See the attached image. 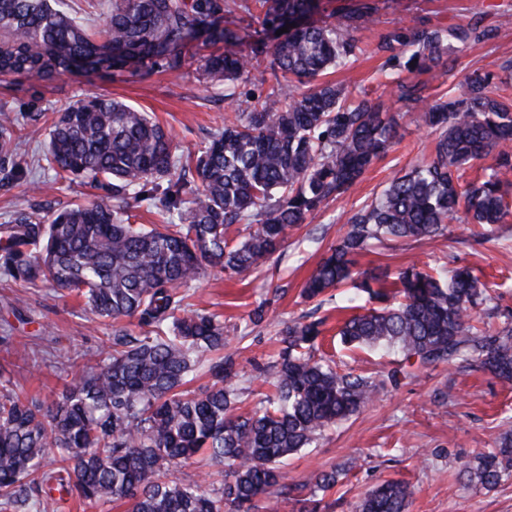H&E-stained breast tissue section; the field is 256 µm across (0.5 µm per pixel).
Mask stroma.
Here are the masks:
<instances>
[{
  "label": "stroma",
  "mask_w": 512,
  "mask_h": 512,
  "mask_svg": "<svg viewBox=\"0 0 512 512\" xmlns=\"http://www.w3.org/2000/svg\"><path fill=\"white\" fill-rule=\"evenodd\" d=\"M377 20L356 32L357 48L349 68L330 70L326 81L343 85L352 96L381 100L398 115L396 143L376 160L357 184L330 199L290 232L284 246L261 270L230 276L208 270L192 288L191 309L215 314L230 338L228 352L237 354L245 370L247 390L243 409L257 406L268 391L266 371L277 354L275 336L285 323L316 314L323 322L320 350L339 365L381 378L396 367L399 357L361 347L344 346L338 331L350 315L349 297L368 305L367 295L342 287L324 295L322 304L304 299L303 286L316 263L347 231L352 217L387 187L392 178L434 156L435 132L420 113L397 98L398 84L418 82L433 99L462 93L461 83L472 72L491 73L492 87L512 102V0H376ZM477 26L482 36L468 44H451L445 54L449 72L429 74L402 68L408 54L403 46L381 48L390 32L413 27L449 30ZM195 56L179 75L129 68L108 74L71 72L50 83L26 75L0 81V101H10L20 120L22 149L18 157L27 178L16 181L0 174V224L17 210L58 209L83 202L91 190L79 183L52 188V176L39 160L48 142L55 107L91 92L153 113L179 143L182 153L197 151L210 133L223 127L233 112L243 111L267 93L264 80L271 63L263 56L250 82L236 85L235 102L224 88L199 78L202 59L213 45L197 40ZM40 121H30V114ZM464 213L449 221L447 234L420 241L375 245L359 256L356 271L376 270L390 276L409 265L442 273L466 266L485 282L500 312L512 313V217L494 225L484 242ZM265 319L253 323L257 307ZM112 333L111 321L86 310L83 302L45 284L23 288L0 279V366L10 371L16 386L43 400L52 399L64 384L79 375L101 342ZM26 348L20 358L18 348ZM70 353L59 364L57 351ZM512 429V385L502 384L478 368L438 365L411 367L398 385L380 389L376 398L349 420L328 430L316 447L291 457L288 481L331 468L346 469L345 478L324 498V512H354L356 503L379 482L405 480L414 488L408 512H512V481L486 490L469 486L461 476L465 464L480 452L491 451L500 433Z\"/></svg>",
  "instance_id": "1"
}]
</instances>
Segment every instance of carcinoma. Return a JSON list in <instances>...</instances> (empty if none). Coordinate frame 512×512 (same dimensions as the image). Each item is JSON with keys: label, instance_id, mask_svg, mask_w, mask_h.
<instances>
[{"label": "carcinoma", "instance_id": "cac0c4a2", "mask_svg": "<svg viewBox=\"0 0 512 512\" xmlns=\"http://www.w3.org/2000/svg\"><path fill=\"white\" fill-rule=\"evenodd\" d=\"M256 6L270 29L294 23L273 46L231 51L242 40L225 25L226 0H111L92 31L64 9V0H0V78L26 74L44 82L75 68L95 71L145 67L181 72L199 37L226 50L205 57V82L234 85L251 79L271 54V89L245 111L224 120L208 144L183 158L171 134L153 117L105 93L57 109L43 153L56 180H79L104 191L85 204L46 214L24 209L0 224V277L23 286L49 283L84 299L100 317L136 321L97 351L95 363L47 403L22 397L0 371V512H47L54 492L77 494L85 505L128 501L132 512H276L294 499L300 512H321L338 472L321 470L288 483L286 460L310 448L331 425L370 403L395 368L377 381L340 371L315 357L322 321L288 324L270 366L274 391L249 413L238 412L243 368L222 351L224 322L188 309L189 291L206 270L251 272L268 262L308 214L348 192L397 136V118L381 101H352L345 88L300 85L344 68L354 33L377 8L358 0L337 23L316 21L319 0H242ZM476 39L475 28H412L383 44L413 48L405 67L427 73L440 66L445 42ZM297 78L288 84L287 77ZM488 73H473L459 98L431 99L418 83L398 86V98L422 113L438 133L432 162L394 178L361 209L314 268L303 296L316 299L351 282L383 306L345 320L341 340L414 360L423 367L460 363L512 383V324L478 326L477 310L491 301L468 267L451 276L414 266L396 277L402 300L373 286L381 274L353 273L355 257L372 243L422 240L445 234L464 210L485 229L512 215V192L501 176L512 171V103L490 90ZM18 121L0 102V172L16 167ZM493 159L491 173L463 186L474 163ZM194 164L199 184L174 177ZM145 200L160 203L163 223L134 222ZM210 377L201 396L187 386ZM198 454L224 468V483L182 482L172 468ZM58 467L44 469L48 456ZM467 483L491 489L512 479V431L497 448L474 457ZM414 494L402 480L364 495L356 512H406Z\"/></svg>", "mask_w": 512, "mask_h": 512}]
</instances>
